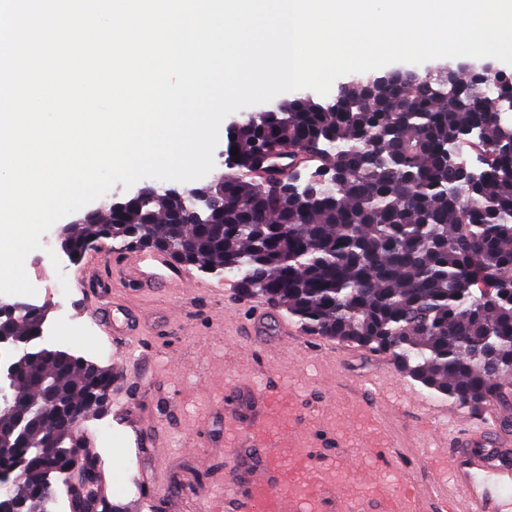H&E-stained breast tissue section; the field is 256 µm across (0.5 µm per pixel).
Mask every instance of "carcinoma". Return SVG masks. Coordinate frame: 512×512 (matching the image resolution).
I'll return each instance as SVG.
<instances>
[{
	"label": "carcinoma",
	"mask_w": 512,
	"mask_h": 512,
	"mask_svg": "<svg viewBox=\"0 0 512 512\" xmlns=\"http://www.w3.org/2000/svg\"><path fill=\"white\" fill-rule=\"evenodd\" d=\"M423 85L356 79L326 106L304 96L246 121L227 150L237 168L258 165L284 147L298 168L318 163L324 182L298 186L288 207L261 197L262 184L224 174V214L182 230L162 223L183 209L160 194L97 224H74L59 238L81 258L100 239L148 227L154 241L196 256V267L241 274L242 291L284 309L316 336L385 355L428 389L477 410L512 400V74L476 71L448 83L427 73ZM473 142L484 153L474 178L459 174L448 151ZM482 286L480 293L475 287ZM33 307L15 330L33 343ZM19 367L25 417L0 427L38 460L42 389L81 390L83 360L64 363L28 348ZM84 449L89 437L60 438ZM71 501L93 494L102 512H124L105 495L100 473L89 485L64 484Z\"/></svg>",
	"instance_id": "cac0c4a2"
}]
</instances>
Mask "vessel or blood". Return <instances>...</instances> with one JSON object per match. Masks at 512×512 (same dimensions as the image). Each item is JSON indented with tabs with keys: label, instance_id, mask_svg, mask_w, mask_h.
I'll return each mask as SVG.
<instances>
[{
	"label": "vessel or blood",
	"instance_id": "obj_1",
	"mask_svg": "<svg viewBox=\"0 0 512 512\" xmlns=\"http://www.w3.org/2000/svg\"><path fill=\"white\" fill-rule=\"evenodd\" d=\"M167 269L168 287L186 278L168 255L151 258L130 255L119 269L125 282L150 291L155 268ZM88 317L107 321L111 281H86ZM234 407L224 413V432L239 469L225 488L235 512H360L358 501L340 494L335 471L315 466L303 442L285 392L243 377L231 387ZM448 486L438 488V508L430 510L421 492L398 493L368 472L359 477L368 488L365 497L381 512H505L512 507V432L499 419L462 421L448 431Z\"/></svg>",
	"mask_w": 512,
	"mask_h": 512
}]
</instances>
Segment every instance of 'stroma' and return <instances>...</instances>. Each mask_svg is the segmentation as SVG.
<instances>
[{
    "instance_id": "1",
    "label": "stroma",
    "mask_w": 512,
    "mask_h": 512,
    "mask_svg": "<svg viewBox=\"0 0 512 512\" xmlns=\"http://www.w3.org/2000/svg\"><path fill=\"white\" fill-rule=\"evenodd\" d=\"M75 220L68 215L47 232L46 250L31 253L28 268L43 280L38 303L46 307L48 323L62 313L70 319L53 349L122 371L123 385L112 397L129 401L166 450L159 457L139 451L131 428L119 424L111 410L85 423L105 469L106 495L125 512H197V492L223 495L225 481L236 473L224 446V390L243 373L293 396L315 461L340 469L343 481L352 482L354 463L398 491L410 484L429 491L435 482H447L448 465L440 459L444 430L428 417L430 407L448 405L446 396L397 371L389 358L353 344L305 332L286 345L272 333L250 342L257 302L240 292L237 274L191 267L184 287H163L152 295L115 279L116 306L137 309L141 332L132 347L110 341L82 313L77 275L111 273V259L125 258L132 247L108 239L80 262L64 255L51 262L58 228ZM378 435L393 448L395 465L373 454L370 444ZM156 470L164 480L157 497L148 484ZM131 481L136 490L122 492V484Z\"/></svg>"
}]
</instances>
